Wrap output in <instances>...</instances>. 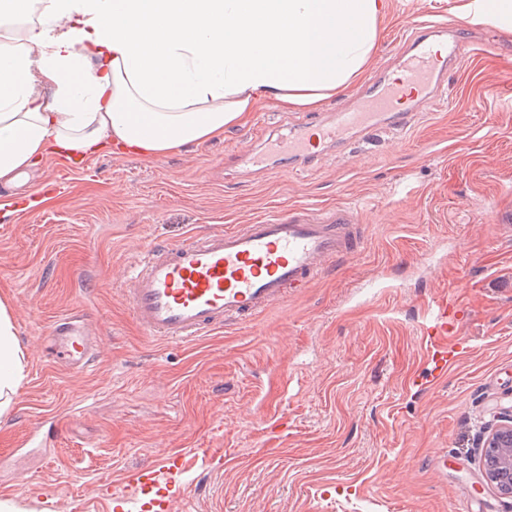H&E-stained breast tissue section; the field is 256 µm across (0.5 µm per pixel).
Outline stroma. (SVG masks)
Instances as JSON below:
<instances>
[{
	"label": "stroma",
	"mask_w": 512,
	"mask_h": 512,
	"mask_svg": "<svg viewBox=\"0 0 512 512\" xmlns=\"http://www.w3.org/2000/svg\"><path fill=\"white\" fill-rule=\"evenodd\" d=\"M371 75H394L413 24L457 30L449 69L409 126L359 136L307 165L239 166L259 130L289 135L302 111L269 106L223 139L144 163L104 151L74 171L49 156L0 194V300L26 377L0 416V500L18 512H114L137 470L175 448L191 461L175 512H486L476 443L512 409V37L471 29L446 0H392ZM304 206L359 212L362 244L246 324L184 342L148 338L123 280L147 248ZM465 310L468 347L444 381L425 371L426 302ZM103 326L94 362L51 361L53 324Z\"/></svg>",
	"instance_id": "35a3bbf8"
}]
</instances>
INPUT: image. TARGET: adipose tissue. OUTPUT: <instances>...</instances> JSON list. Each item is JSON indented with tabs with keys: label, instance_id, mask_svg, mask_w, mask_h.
<instances>
[{
	"label": "adipose tissue",
	"instance_id": "obj_1",
	"mask_svg": "<svg viewBox=\"0 0 512 512\" xmlns=\"http://www.w3.org/2000/svg\"><path fill=\"white\" fill-rule=\"evenodd\" d=\"M391 0H0V188L47 155L150 162L244 126L266 102L314 109L374 60ZM512 35V0H453ZM25 364L0 303V415Z\"/></svg>",
	"mask_w": 512,
	"mask_h": 512
}]
</instances>
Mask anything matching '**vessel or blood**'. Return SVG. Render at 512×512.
Masks as SVG:
<instances>
[{"instance_id":"obj_1","label":"vessel or blood","mask_w":512,"mask_h":512,"mask_svg":"<svg viewBox=\"0 0 512 512\" xmlns=\"http://www.w3.org/2000/svg\"><path fill=\"white\" fill-rule=\"evenodd\" d=\"M427 27L407 39L392 83L374 79L368 95L354 110L302 122L288 139V154L301 159L316 149L368 133L381 125L407 127L411 114L400 109L404 99L430 103L446 75L447 59L466 55L460 36H453L447 55L426 46ZM356 209L340 206L319 219L306 209L237 228L188 237L176 244L149 248L124 280V293L134 316L149 337L186 341L230 324L253 320L282 301L288 289L308 287L328 263L360 245ZM423 330L432 379L443 378L458 356L448 349L461 322L460 308L447 296L429 300ZM51 342L61 364L86 370L94 359L95 333L74 316L56 322ZM187 450L163 454L140 469L134 498L153 512H172L170 490L185 471Z\"/></svg>"}]
</instances>
